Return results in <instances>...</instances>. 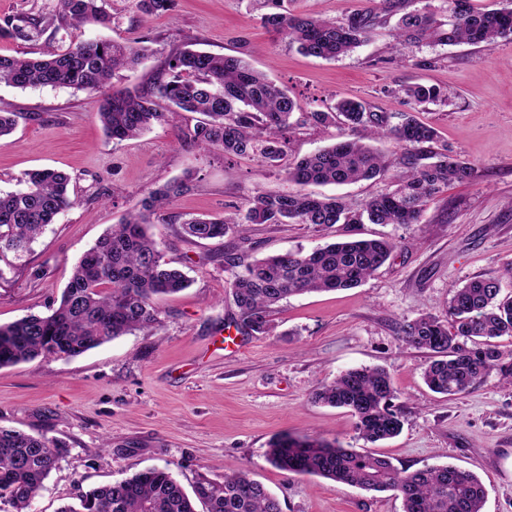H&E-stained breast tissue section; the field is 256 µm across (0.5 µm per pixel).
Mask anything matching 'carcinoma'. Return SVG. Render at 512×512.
Instances as JSON below:
<instances>
[{
	"label": "carcinoma",
	"mask_w": 512,
	"mask_h": 512,
	"mask_svg": "<svg viewBox=\"0 0 512 512\" xmlns=\"http://www.w3.org/2000/svg\"><path fill=\"white\" fill-rule=\"evenodd\" d=\"M104 0H58V14L39 20L9 18L0 38L25 36L28 28L49 27L54 19L72 26L109 22ZM174 0H137L143 20L171 10ZM446 19L431 5L401 15L395 48L422 42L442 46L468 43L492 47L512 39V7L475 11L469 0H443ZM261 21L307 55L336 59L372 36L374 18L352 14L341 21L272 12ZM147 39L132 44L88 39L65 50L49 48L38 57L24 53L0 55V83L17 88L59 85L102 92L98 119L105 134L118 141L135 138L155 124L172 122L181 112L205 119L189 132V140L204 150L224 155L259 152L271 166L279 165L293 127L330 125L343 117L352 132L287 169L299 189L288 194L256 193L245 210L222 218H192L182 223L196 240L235 234L238 242L224 250V272L238 309L236 327L247 332L269 329V312L282 300L304 293L335 291L362 284L390 256L394 244L383 239L335 242L310 253L287 251L253 261L246 236L251 224H418L424 206L450 182H464L472 167L430 147L434 128L421 123L418 107L444 100L435 86L409 85L404 93L411 111L390 117L370 112L364 103L345 98L330 112H306L288 90L250 68L237 56L177 49L168 57L154 83L155 91L105 92L117 74L146 57ZM391 136L413 147L397 160L385 159L364 143ZM389 178L395 189L370 198L354 210L340 197H319L302 191L309 184L343 185ZM193 180L189 171L149 191L141 208L112 225L75 264L58 306L45 316L29 315L0 325V368L37 357H73L119 336L160 326L154 299L181 291L189 278L164 259L160 242L147 232L150 224H166L164 209L185 193ZM23 188L0 193V262L19 257L73 204L70 177L55 169L33 170L21 179ZM411 345L430 352L423 379L434 392L457 395L491 374L512 383V353L504 354L491 339L512 336V297L502 295V278H477L454 291L448 321L422 313L400 327ZM316 401L347 409L361 439L375 444L398 435L400 415L393 409L395 390L389 374L378 367L348 369L316 390ZM61 456L59 445L20 430L0 426V500L14 512H29ZM274 467L297 475H317L366 491H393L403 512H482L485 488L477 475L452 465L413 472L395 467L373 452H357L309 436L283 434L266 453ZM281 512L279 500L241 468L217 484L198 479L187 494L168 467H152L130 477L86 491L77 503L58 512Z\"/></svg>",
	"instance_id": "carcinoma-1"
}]
</instances>
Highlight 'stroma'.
<instances>
[{
  "label": "stroma",
  "instance_id": "1",
  "mask_svg": "<svg viewBox=\"0 0 512 512\" xmlns=\"http://www.w3.org/2000/svg\"><path fill=\"white\" fill-rule=\"evenodd\" d=\"M428 4L437 8L441 0H399L391 13L379 12L378 0H279L280 11L323 19L378 11L372 38L332 60L302 54L268 31L261 17L275 7L267 0H175L172 11L145 23L136 0H106L109 26L48 27L0 40L1 54L37 56L90 38L149 37L152 55L115 81L139 92L152 88L175 48L238 56L286 87L304 112L353 98L393 116L407 109L403 87L433 85L448 99L421 106L418 117L435 128L436 147L473 168L469 180L449 184L427 203L417 227L251 225L253 259L345 239L384 238L394 249L359 287L288 297L271 312L268 333L240 334L220 261L223 241L185 239L182 222L233 215L255 193L293 191L287 165L348 136L347 126L294 130L284 164L275 168L256 153L227 157L193 145L186 134L200 119L196 113L117 142L102 131L99 94L0 84V110L20 115L13 133L0 139V191L18 189L29 170L56 168L69 175L76 199L0 274L2 325L48 313L76 259L110 225L139 208L149 190L194 174L190 190L167 210L170 223L151 227L166 260L191 280L158 301V331L127 334L76 357L0 368V426L63 445L32 512H57L83 491L165 465L187 490L199 477L220 483L249 468L281 512H403L395 493L273 467L267 449L285 433L335 440L411 471L458 466L482 481L484 512H512V386L492 375L457 396L434 393L422 378L428 351L398 332L422 312L447 319L454 288L512 267V39L490 48L423 44L399 60L393 33L400 12ZM391 188L385 178L311 191L359 209ZM232 333L236 343L225 345ZM362 366L389 373L402 415L401 433L374 445L359 438L346 410L312 399L321 384Z\"/></svg>",
  "mask_w": 512,
  "mask_h": 512
}]
</instances>
